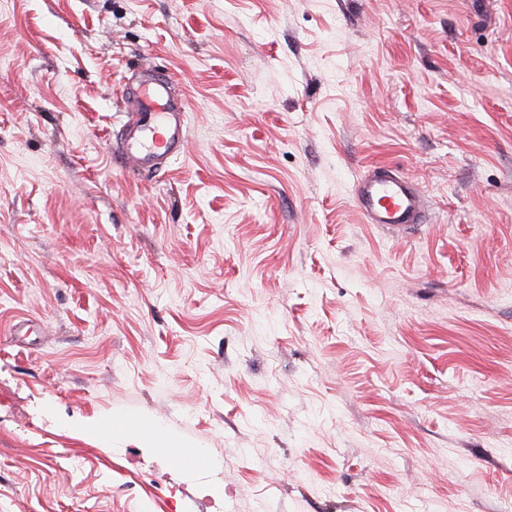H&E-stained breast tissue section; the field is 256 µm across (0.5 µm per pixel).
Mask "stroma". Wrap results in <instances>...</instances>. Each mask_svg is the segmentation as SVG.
<instances>
[{
    "mask_svg": "<svg viewBox=\"0 0 512 512\" xmlns=\"http://www.w3.org/2000/svg\"><path fill=\"white\" fill-rule=\"evenodd\" d=\"M0 512H512V0H0ZM171 78L147 71L121 89L125 103V135L112 148L113 164L121 169L160 171L174 156L185 150L184 112L188 101L184 93L175 98ZM165 101L162 105L156 100ZM353 202L368 224L398 229L420 224L424 213L414 181L388 163L368 168L355 185Z\"/></svg>",
    "mask_w": 512,
    "mask_h": 512,
    "instance_id": "35a3bbf8",
    "label": "stroma"
}]
</instances>
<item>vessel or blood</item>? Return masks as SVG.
Here are the masks:
<instances>
[{"label": "vessel or blood", "instance_id": "vessel-or-blood-1", "mask_svg": "<svg viewBox=\"0 0 512 512\" xmlns=\"http://www.w3.org/2000/svg\"><path fill=\"white\" fill-rule=\"evenodd\" d=\"M169 78L147 72L125 83V135L112 148L114 165L123 169L159 171L185 150L186 96H173ZM353 202L365 221L406 229L421 223L424 199L414 181L397 168L379 163L355 185Z\"/></svg>", "mask_w": 512, "mask_h": 512}]
</instances>
